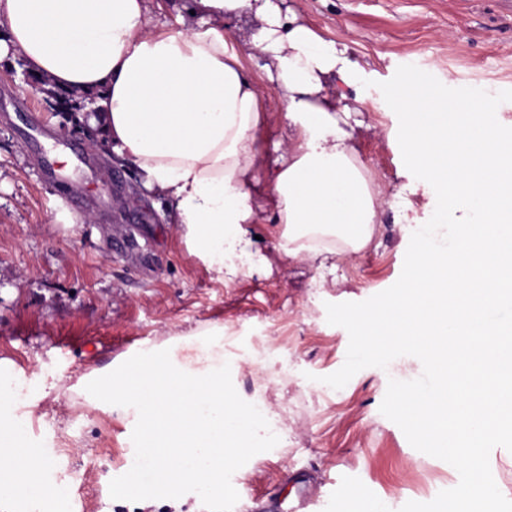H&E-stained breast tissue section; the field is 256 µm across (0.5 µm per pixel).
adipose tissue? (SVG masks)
I'll return each instance as SVG.
<instances>
[{
  "label": "adipose tissue",
  "instance_id": "adipose-tissue-1",
  "mask_svg": "<svg viewBox=\"0 0 512 512\" xmlns=\"http://www.w3.org/2000/svg\"><path fill=\"white\" fill-rule=\"evenodd\" d=\"M189 23L154 22L150 0H0V59L18 57L49 89L87 93L77 116L112 159L130 167L140 189L159 198L172 232L222 284L263 273L247 227L282 225L278 248L295 262L335 272L373 242L387 189L360 160L351 112L325 79L350 84L355 67L279 0H190ZM253 14L245 48L224 32L225 17ZM264 57L278 90L286 138L270 141L268 103L245 70L244 53ZM266 181L272 210L254 204ZM22 382L0 358V512L30 500L61 499L65 482L47 480L46 458L28 434L47 398L84 400L135 427L137 451L123 485L174 499L182 486L224 495V473L250 445L281 442L262 401L237 405L224 384V342L192 330L171 346L138 350L124 363L46 382L15 402L6 381Z\"/></svg>",
  "mask_w": 512,
  "mask_h": 512
}]
</instances>
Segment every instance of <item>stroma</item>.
Segmentation results:
<instances>
[{
  "label": "stroma",
  "mask_w": 512,
  "mask_h": 512,
  "mask_svg": "<svg viewBox=\"0 0 512 512\" xmlns=\"http://www.w3.org/2000/svg\"><path fill=\"white\" fill-rule=\"evenodd\" d=\"M326 40L346 45L362 84L348 89L361 114L360 156L396 195L381 215L377 247L336 260V281L318 289L308 263L288 261L269 225L255 224V249L270 261L261 275L215 281L171 233L152 196L141 207L127 197L137 181L103 149L91 151L92 169L74 170L72 185L43 181L24 139L25 122L45 129L56 150L86 144L63 126L43 92L14 75L17 63L0 60V358L25 372V390L39 376L63 377L103 368L147 344L194 329L220 326L231 344L226 378L240 404L263 400L284 443L243 457L224 475V497L198 498L189 487L182 512H289L300 495L321 501L320 512L354 491L344 512H362L369 499L389 512L409 501H432L458 483L454 468L413 448L380 412L393 374L416 373L403 361L396 371L368 367L340 389L324 383L346 358L347 331L329 324L330 303L361 302L399 278L412 235L401 214L415 177L403 164L399 121L379 83L414 65L449 87L495 94L512 90V9L502 0H283ZM90 222L68 224L75 212ZM68 428L34 426L30 441L66 479L63 500L36 504V512H172L165 500L140 508L120 488L134 438L124 418L88 413L45 400Z\"/></svg>",
  "instance_id": "obj_1"
}]
</instances>
